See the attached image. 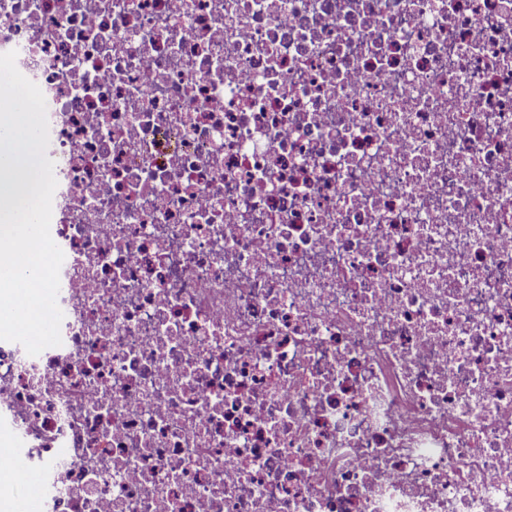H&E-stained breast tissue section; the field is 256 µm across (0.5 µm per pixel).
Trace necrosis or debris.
<instances>
[{
    "mask_svg": "<svg viewBox=\"0 0 512 512\" xmlns=\"http://www.w3.org/2000/svg\"><path fill=\"white\" fill-rule=\"evenodd\" d=\"M61 345L39 512H512V0H0Z\"/></svg>",
    "mask_w": 512,
    "mask_h": 512,
    "instance_id": "1",
    "label": "necrosis or debris"
}]
</instances>
